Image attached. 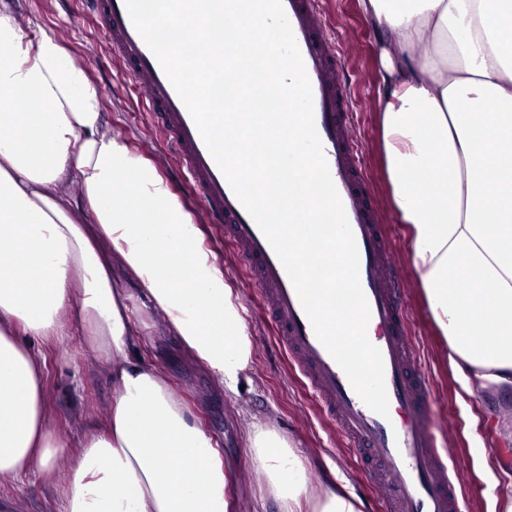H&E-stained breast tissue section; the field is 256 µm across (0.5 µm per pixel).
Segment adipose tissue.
Returning <instances> with one entry per match:
<instances>
[{"instance_id":"adipose-tissue-1","label":"adipose tissue","mask_w":512,"mask_h":512,"mask_svg":"<svg viewBox=\"0 0 512 512\" xmlns=\"http://www.w3.org/2000/svg\"><path fill=\"white\" fill-rule=\"evenodd\" d=\"M359 2L378 35L381 143L427 309L467 394L512 389V0ZM30 28L0 0V483L33 468L51 478L64 454L28 343L77 332L111 357L112 400L68 455L62 512H230L212 437L134 353L113 270L146 288L184 353L234 396L254 360L245 308L168 183L113 136L84 68ZM247 439L279 512H362L345 478L310 487L273 427Z\"/></svg>"}]
</instances>
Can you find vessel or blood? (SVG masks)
Wrapping results in <instances>:
<instances>
[{
	"instance_id": "obj_1",
	"label": "vessel or blood",
	"mask_w": 512,
	"mask_h": 512,
	"mask_svg": "<svg viewBox=\"0 0 512 512\" xmlns=\"http://www.w3.org/2000/svg\"><path fill=\"white\" fill-rule=\"evenodd\" d=\"M322 0H282L311 81L315 125L332 180L359 251V279L381 352L390 411L373 412L316 337L297 292L263 232L235 196L202 141L185 105L135 29L125 0H90L122 79L145 95L174 154L187 168L205 215L224 226L248 279L270 305L274 335L321 413L345 444L369 460L386 512H460L462 491L451 477L450 449L440 447L430 386L409 334L399 268L373 202L364 157L352 138V99L342 61L327 31Z\"/></svg>"
}]
</instances>
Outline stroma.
Segmentation results:
<instances>
[{"label":"stroma","instance_id":"35a3bbf8","mask_svg":"<svg viewBox=\"0 0 512 512\" xmlns=\"http://www.w3.org/2000/svg\"><path fill=\"white\" fill-rule=\"evenodd\" d=\"M23 16L35 22L31 35L48 33L59 38L74 60L99 86H108L101 104L108 113L112 133L147 159L168 182L194 224L200 225L204 245L222 263L224 280L239 295L255 345L251 370L252 390L235 398L198 364L185 357L177 337L162 333V316L146 305L145 291L124 273L118 287L126 289L129 307L142 346L141 355L167 377L174 393L213 438L234 478L232 512H278L276 502L261 497L257 478L247 458V433L255 421L268 423L286 437L306 459L308 474L322 479L340 475L359 498L368 496V475L363 460L344 447L315 407L308 390L290 373L288 362L271 331L269 312L256 288L235 263L233 247L224 231L205 222L196 196L186 189V170L175 158L157 125L146 112L143 94L115 76L105 49L106 37L91 20L84 0H19ZM322 10L330 35L343 59L344 75L354 103L353 138L362 149L373 185V198L387 226L392 246L407 280V316L422 360L434 387L433 410L455 432L453 460L462 483L461 512H502L512 497V453L489 444L487 432L512 438V398L484 392L469 396L448 360V346L438 336L418 288V275L410 261V244L392 209L388 179L378 140V41L364 20L358 0H323ZM32 350L47 359L45 412L58 439L72 440L82 430L103 424L110 410L112 378L107 358L96 357L80 338L66 346L34 344ZM70 478L69 462L56 461L52 482L27 472L14 483L0 484V512H61L52 483Z\"/></svg>","mask_w":512,"mask_h":512}]
</instances>
